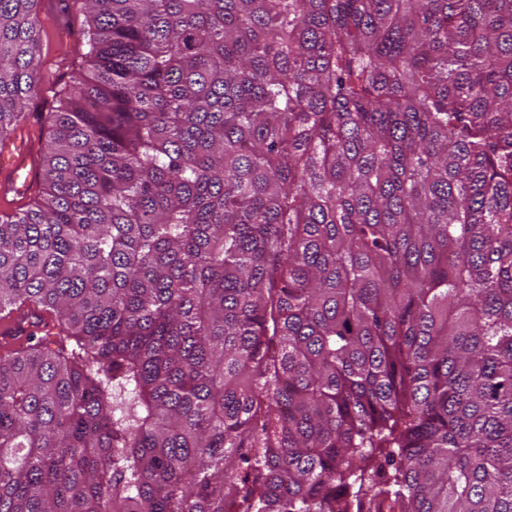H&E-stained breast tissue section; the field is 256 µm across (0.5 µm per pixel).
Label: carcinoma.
<instances>
[{
	"mask_svg": "<svg viewBox=\"0 0 512 512\" xmlns=\"http://www.w3.org/2000/svg\"><path fill=\"white\" fill-rule=\"evenodd\" d=\"M39 0H0V141ZM0 215V512H512V0H83ZM41 54L38 59V95L26 110V119L11 135L13 140L25 142L31 151L35 179L30 192L16 195L0 182V211L10 212L39 200L43 195V183L39 168L40 158L47 150L48 131L53 112L60 106L63 91L69 88L88 66L84 53L87 46L83 32L87 29V18L80 0H41ZM62 31L75 33L76 39L60 40Z\"/></svg>",
	"mask_w": 512,
	"mask_h": 512,
	"instance_id": "carcinoma-1",
	"label": "carcinoma"
}]
</instances>
